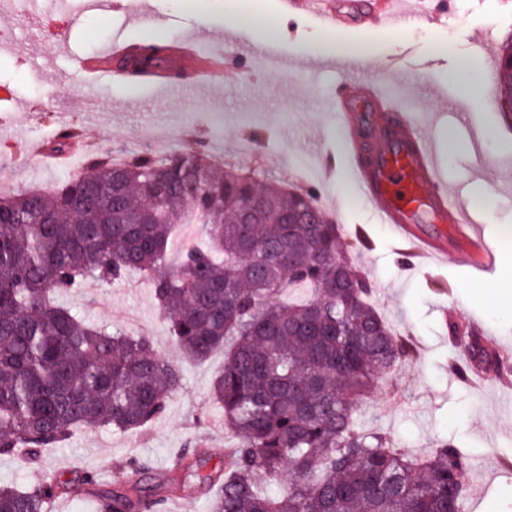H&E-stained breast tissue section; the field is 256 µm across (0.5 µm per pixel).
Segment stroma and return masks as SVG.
Returning a JSON list of instances; mask_svg holds the SVG:
<instances>
[{"mask_svg": "<svg viewBox=\"0 0 512 512\" xmlns=\"http://www.w3.org/2000/svg\"><path fill=\"white\" fill-rule=\"evenodd\" d=\"M78 2L81 10L61 44L44 39L36 26L46 0H14L11 11L0 14V89L19 101L16 112L0 116V195L49 190L83 171L80 158L55 168L31 154L32 145H49L61 126L93 140L116 162L145 151L168 155L197 137L214 159L286 187H305L297 165L315 159L319 170L332 173L317 194L319 206L342 225L344 246L374 285L377 309L397 332L412 336L417 348L414 358L365 395L360 421L413 457L430 453L435 441L455 440L479 476L468 485L464 512H512V500L500 493L502 486H512V469L502 463L512 458V411L501 408L512 400V376L474 387L448 368L459 356L448 324L464 327L472 318L488 329V343L512 361V314L489 308L483 298L499 292L502 261L512 255L502 235L512 228V124L498 98L481 102L463 92L467 82L495 87L486 65L512 39V0H453L444 16L432 20L423 15L424 0H408L417 16L407 31L340 33L321 28L303 8L281 15L275 0H127L121 13L96 0ZM146 35L168 44L191 41L201 54L223 55L229 66L223 86L165 91L132 80L84 82L85 58L115 38L131 43ZM356 45L368 49L366 59L376 67L372 81L430 135L453 199L466 205L476 191L489 194L494 220L480 231L495 250L491 270L453 262L420 267L399 251L389 229L376 223L354 191L344 135L330 107L345 87L337 64ZM463 59L475 64L466 75L459 69ZM403 75L408 83H400ZM249 131L259 133V142L246 140ZM57 301L89 323L149 337L181 368L184 386L165 414L143 430L79 429L34 464L1 456L0 485L26 486L45 472L71 479L94 471L100 490L109 491L124 480L135 457L150 467L144 484L151 490L155 473L172 469L193 443L219 449L235 444L211 397L223 351L203 361L184 358L149 282L136 275L108 286L88 280Z\"/></svg>", "mask_w": 512, "mask_h": 512, "instance_id": "stroma-1", "label": "stroma"}]
</instances>
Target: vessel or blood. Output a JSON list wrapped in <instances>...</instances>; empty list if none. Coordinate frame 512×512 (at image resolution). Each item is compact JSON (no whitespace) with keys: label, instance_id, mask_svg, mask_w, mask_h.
Wrapping results in <instances>:
<instances>
[{"label":"vessel or blood","instance_id":"obj_1","mask_svg":"<svg viewBox=\"0 0 512 512\" xmlns=\"http://www.w3.org/2000/svg\"><path fill=\"white\" fill-rule=\"evenodd\" d=\"M399 0H380L376 9L362 13L360 0H308L321 24L333 31L359 25L367 29L400 31L409 16ZM125 46L117 42L101 54L85 60L87 80L114 78V57ZM347 91L333 107L337 120L348 122L352 137V171L355 187L376 214L379 223L397 231L403 251L421 265L445 261L448 255L476 268L491 265L493 253L477 231L478 219L466 206L457 204L433 160V146L424 127L399 111L394 100L377 86H362L360 59L341 63ZM179 70L188 71L192 83L220 80L224 60L203 56L190 47L170 51L158 76L171 83Z\"/></svg>","mask_w":512,"mask_h":512}]
</instances>
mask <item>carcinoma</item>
I'll list each match as a JSON object with an SVG mask.
<instances>
[{
	"instance_id": "carcinoma-1",
	"label": "carcinoma",
	"mask_w": 512,
	"mask_h": 512,
	"mask_svg": "<svg viewBox=\"0 0 512 512\" xmlns=\"http://www.w3.org/2000/svg\"><path fill=\"white\" fill-rule=\"evenodd\" d=\"M165 44L134 42L114 62L129 79L160 68ZM512 44L498 58L512 109ZM205 197L195 194L198 183ZM313 211L318 223H303ZM200 224L206 243L167 267L175 227ZM149 279L185 356L224 350L212 396L239 442L200 477L211 512H462L471 459L452 440L410 457L358 427L361 398L412 345L372 304L373 285L340 242L316 192L288 191L215 161L206 142L164 158L104 155L48 191L0 197V455L36 462L79 427L142 429L184 386L179 367L146 336L83 321L55 297L94 279ZM458 376L512 371L472 332ZM285 482L283 494L266 492ZM50 475L0 486V512H46V499L90 491ZM137 481L100 498V512H152Z\"/></svg>"
}]
</instances>
